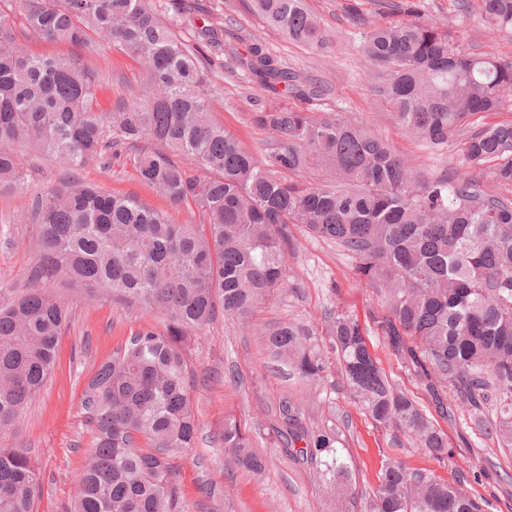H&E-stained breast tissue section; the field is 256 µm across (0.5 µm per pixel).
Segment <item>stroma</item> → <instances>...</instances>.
I'll list each match as a JSON object with an SVG mask.
<instances>
[{
	"mask_svg": "<svg viewBox=\"0 0 512 512\" xmlns=\"http://www.w3.org/2000/svg\"><path fill=\"white\" fill-rule=\"evenodd\" d=\"M185 2L151 0L186 42H194L197 28L207 21L223 27L220 43L203 49L204 64L216 89L213 115L247 151L265 156L272 141L271 132L252 122L259 90L234 61L235 54L258 43L303 79L324 86L316 114L338 115L367 125L424 174L447 173L448 159L456 155V148L441 155L421 146L397 122L390 104L377 95L382 80L378 71L362 62L345 0H304L325 31L324 42L316 47L267 27L252 11L250 0H197L204 9L197 16L184 12ZM426 16L463 31L468 52L493 51L512 57V33L486 37L481 0H469L464 9L458 8L456 0H427ZM82 57L99 74L101 111H112L119 98L140 91L142 72L122 52L86 50ZM23 164L28 174L24 185L0 189V303L37 286L29 270L35 262L40 227L29 216V203L35 194L57 185L64 174L74 173L110 192L137 195L147 205L168 211L175 223L200 221L196 209L170 207L165 198L143 185L130 154L108 167L93 162L75 171L31 155L24 156ZM289 230L292 247L286 255V288L257 304L247 322L221 317L191 337L188 354L194 373L198 378L211 377L210 382L194 385L200 423L197 443L175 458L191 512H202L198 488L203 482L223 490L220 512H336L334 500L310 466L287 457L276 439L279 404L284 399L300 405L311 422L336 427L354 461L360 488H374L383 461L393 455L409 468L429 471L484 499L486 512H512V455L470 429L468 414L456 400H449L452 416L441 423L448 434L450 454L438 462L416 448H391L388 431L363 411L337 365L329 366L320 386L311 387L294 377L287 366L269 359L261 342L267 325L293 322L305 326L314 342L328 350L333 340L326 331V318L341 308L364 327L368 346L387 376L419 402L427 400L371 321V314L382 313L384 298L357 278L356 259L334 243L310 235L303 225H290ZM50 290L70 311L56 370L16 422L0 433V446L29 453L42 473L41 512H63L77 492V476L95 440L81 409L84 387L117 345L144 326L162 327L163 318L105 292H79L62 282L51 284ZM228 417L246 426L255 448L266 457L264 477L256 479L237 469L217 444L215 436Z\"/></svg>",
	"mask_w": 512,
	"mask_h": 512,
	"instance_id": "stroma-1",
	"label": "stroma"
}]
</instances>
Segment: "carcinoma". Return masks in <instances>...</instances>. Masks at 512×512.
I'll use <instances>...</instances> for the list:
<instances>
[{
    "instance_id": "1",
    "label": "carcinoma",
    "mask_w": 512,
    "mask_h": 512,
    "mask_svg": "<svg viewBox=\"0 0 512 512\" xmlns=\"http://www.w3.org/2000/svg\"><path fill=\"white\" fill-rule=\"evenodd\" d=\"M26 39L80 49L114 48L140 66L144 94L112 112L96 108L100 81L79 54L31 53L0 9V186L26 179L16 147L70 168L138 154L140 181L170 205L193 206L198 224H176L134 195L64 182L33 197L41 227L32 277L72 288L105 290L161 313L116 347L88 381L81 400L95 435L70 512H190L174 455L196 445L189 337L217 317L245 318L284 288L288 225L357 257V274L383 293L373 317L401 366L446 418L448 392L466 408L471 428L512 455V198L468 175L421 176L367 126L312 115L320 93L260 44L237 65L269 97H259L254 125L273 134L262 160L211 116L209 74L200 50L221 29L201 27L192 46L150 0H15ZM271 28L298 42L324 41L302 0H252ZM425 0H402L403 18L372 22L349 4L363 63L386 72L378 95L423 145L445 152L461 142L455 166L497 162L494 180L512 186V121L466 134L468 118L496 112L512 92V61L461 50L464 37L423 20ZM486 32L512 31V0H482ZM297 104H285L288 99ZM151 141L160 149H149ZM205 170L191 177L173 160ZM314 171L336 185L285 173ZM68 306L46 289L0 304V432L37 397L58 361ZM336 364L372 420L391 431L394 448L448 457L438 420L388 379L359 321L328 316ZM272 361L318 384L329 362L306 328L278 323L264 332ZM283 452L316 466L321 481L355 495L350 456L336 428L307 426L300 410L279 405ZM217 443L255 476L266 462L235 419ZM40 470L20 448L0 447V512H38ZM359 495L361 512H483L480 501L401 461L382 464L378 485Z\"/></svg>"
}]
</instances>
